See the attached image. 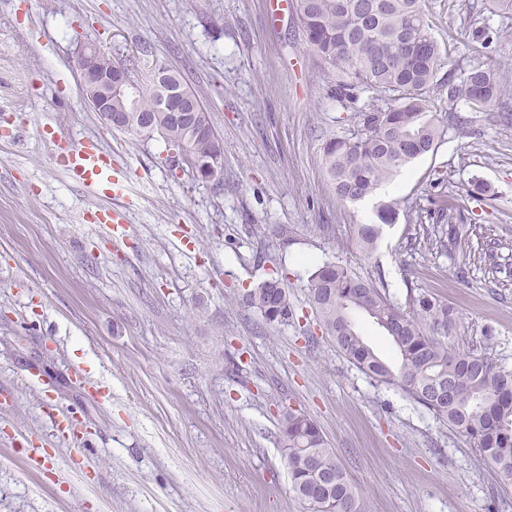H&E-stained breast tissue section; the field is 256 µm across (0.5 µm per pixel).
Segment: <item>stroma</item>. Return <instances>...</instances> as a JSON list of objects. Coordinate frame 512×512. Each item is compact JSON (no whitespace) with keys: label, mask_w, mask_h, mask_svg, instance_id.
<instances>
[{"label":"stroma","mask_w":512,"mask_h":512,"mask_svg":"<svg viewBox=\"0 0 512 512\" xmlns=\"http://www.w3.org/2000/svg\"><path fill=\"white\" fill-rule=\"evenodd\" d=\"M448 55L442 137L393 192L340 202L323 167L367 103L337 99L294 10L269 0H0V512H303L279 432L290 406L320 425L367 512H489L502 490L469 441L401 389L361 372L323 333L308 276L336 262L393 300L454 309L455 352L512 369V17L486 0H428ZM484 29L489 42H471ZM88 42L147 82L177 72L224 142L221 183L174 173L162 140L106 128L74 65ZM506 75L490 112L449 102L477 66ZM95 139L130 193L108 204L56 162ZM487 190L470 194L472 178ZM395 224L364 251L379 201ZM463 224L462 243L440 228ZM284 278L293 316L244 296ZM71 414L86 442L57 424Z\"/></svg>","instance_id":"stroma-1"}]
</instances>
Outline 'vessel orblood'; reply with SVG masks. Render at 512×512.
I'll return each mask as SVG.
<instances>
[{
  "instance_id": "b4317fda",
  "label": "vessel or blood",
  "mask_w": 512,
  "mask_h": 512,
  "mask_svg": "<svg viewBox=\"0 0 512 512\" xmlns=\"http://www.w3.org/2000/svg\"><path fill=\"white\" fill-rule=\"evenodd\" d=\"M61 165L68 177L96 194L120 198L125 192V181L112 167V157L98 144L81 141L72 145L62 157Z\"/></svg>"
}]
</instances>
